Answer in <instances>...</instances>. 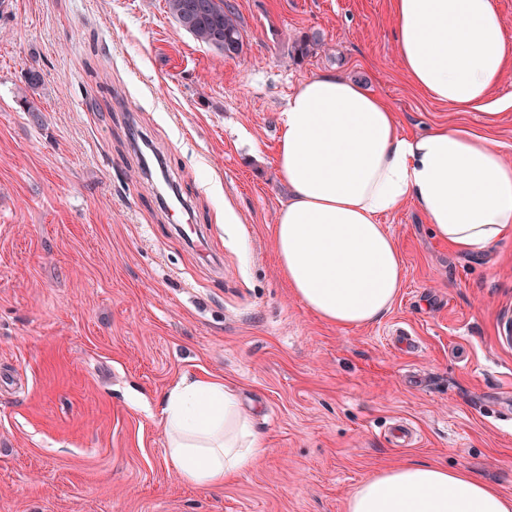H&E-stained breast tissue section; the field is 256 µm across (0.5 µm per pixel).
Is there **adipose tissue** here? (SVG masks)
I'll list each match as a JSON object with an SVG mask.
<instances>
[{
	"mask_svg": "<svg viewBox=\"0 0 512 512\" xmlns=\"http://www.w3.org/2000/svg\"><path fill=\"white\" fill-rule=\"evenodd\" d=\"M398 55L432 99L485 103L512 65V41L492 0H394ZM277 169L291 196L275 216L279 269L296 298L340 328L371 325L404 282L382 216L417 205L459 251L512 234V161L464 126L401 133L390 105L336 74L301 83L278 115ZM168 465L187 484L220 489L249 470L264 440L224 381L184 378L162 406ZM346 512H512V496L470 475L408 462L378 471Z\"/></svg>",
	"mask_w": 512,
	"mask_h": 512,
	"instance_id": "1",
	"label": "adipose tissue"
}]
</instances>
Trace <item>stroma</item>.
<instances>
[{"instance_id": "35a3bbf8", "label": "stroma", "mask_w": 512, "mask_h": 512, "mask_svg": "<svg viewBox=\"0 0 512 512\" xmlns=\"http://www.w3.org/2000/svg\"><path fill=\"white\" fill-rule=\"evenodd\" d=\"M9 2L0 512H345L365 478L415 460L512 495V235L463 253L414 204L383 216L405 283L385 317L353 329L292 294L274 249L288 199L277 116L299 83L340 74L406 134L464 124L512 159V67L493 110L458 112L406 75L393 0H232L233 58L165 0ZM313 33L320 46L298 57ZM173 194L206 248L171 219ZM204 374L239 389L267 448L218 491L184 483L164 454L163 397ZM398 422L413 445H393Z\"/></svg>"}]
</instances>
